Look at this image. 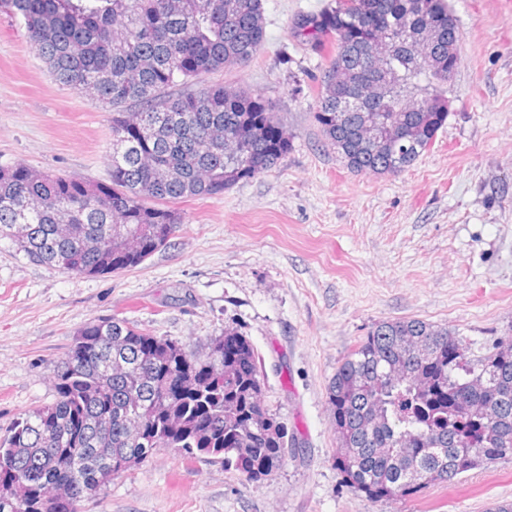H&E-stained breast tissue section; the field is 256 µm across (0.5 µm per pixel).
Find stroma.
<instances>
[{
    "instance_id": "stroma-1",
    "label": "stroma",
    "mask_w": 512,
    "mask_h": 512,
    "mask_svg": "<svg viewBox=\"0 0 512 512\" xmlns=\"http://www.w3.org/2000/svg\"><path fill=\"white\" fill-rule=\"evenodd\" d=\"M332 0H263L266 41L245 68L207 75L277 105L292 146L275 169L218 197L180 202L169 244L138 267L70 275L0 240V435L52 402L53 366L77 330L116 314L205 354L238 329L258 353L264 402L294 440L248 481L163 449L113 479L89 512H484L512 499V456L446 485L375 502L336 468L327 384L382 321L418 318L483 356L512 331V14L448 0L462 33L453 109L400 175L354 173L313 118L328 50L293 20ZM111 114L48 75L23 26L0 15V165L109 179Z\"/></svg>"
}]
</instances>
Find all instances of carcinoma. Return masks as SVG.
I'll return each instance as SVG.
<instances>
[{"instance_id": "carcinoma-1", "label": "carcinoma", "mask_w": 512, "mask_h": 512, "mask_svg": "<svg viewBox=\"0 0 512 512\" xmlns=\"http://www.w3.org/2000/svg\"><path fill=\"white\" fill-rule=\"evenodd\" d=\"M335 2L291 26L300 43L333 47L314 120L350 171L400 174L448 118L458 19L447 0ZM0 12L23 24L51 79L112 108L109 183L0 166V240L31 261L74 275L137 267L182 223L171 203L221 195L288 153L292 136L263 95L221 83L171 92L255 59L263 0H0ZM408 31L416 44L393 50ZM414 55L412 81L378 105L385 145H375L368 113L342 100L405 72ZM53 387L52 403L0 437V512H87L160 449L204 455L247 481L285 462L259 359L234 329L201 357L126 318H100L56 362ZM327 397L336 467L352 487L383 501L450 484L512 455V334L471 360L445 326L379 322L339 362Z\"/></svg>"}]
</instances>
